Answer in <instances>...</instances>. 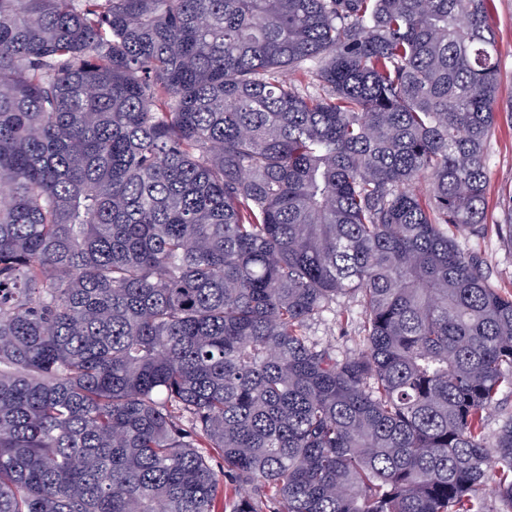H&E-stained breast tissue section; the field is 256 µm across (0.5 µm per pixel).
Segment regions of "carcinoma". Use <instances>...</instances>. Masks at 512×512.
I'll use <instances>...</instances> for the list:
<instances>
[{
    "mask_svg": "<svg viewBox=\"0 0 512 512\" xmlns=\"http://www.w3.org/2000/svg\"><path fill=\"white\" fill-rule=\"evenodd\" d=\"M487 2L0 0V512L512 509ZM489 181L486 190L485 225L480 236L462 233L459 245L479 252L486 263L488 282L502 294H512V249L498 236L495 224H505L512 195V123L502 118L487 145ZM360 316L361 308L357 303L347 296H340L336 299V314L327 312L322 320L311 322L307 336H312L324 345L332 346L339 356L354 354L360 348ZM512 417V388L503 389L499 395L497 408L487 414L485 419V435L490 441H494L503 424Z\"/></svg>",
    "mask_w": 512,
    "mask_h": 512,
    "instance_id": "1",
    "label": "carcinoma"
}]
</instances>
